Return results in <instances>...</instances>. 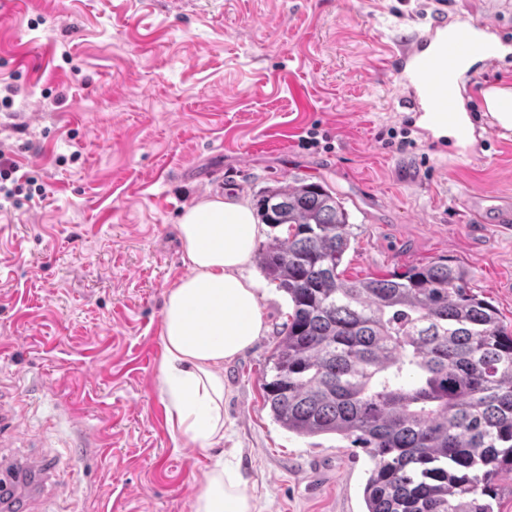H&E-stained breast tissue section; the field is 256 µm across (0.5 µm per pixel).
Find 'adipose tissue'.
Instances as JSON below:
<instances>
[{
	"mask_svg": "<svg viewBox=\"0 0 512 512\" xmlns=\"http://www.w3.org/2000/svg\"><path fill=\"white\" fill-rule=\"evenodd\" d=\"M178 230L190 272L165 297L159 380L173 434L200 448L224 443V365L265 330L259 295L243 270L261 227L248 203L201 199ZM234 453L206 473L193 512H257Z\"/></svg>",
	"mask_w": 512,
	"mask_h": 512,
	"instance_id": "obj_1",
	"label": "adipose tissue"
}]
</instances>
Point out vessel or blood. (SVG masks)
Segmentation results:
<instances>
[{"label": "vessel or blood", "mask_w": 512, "mask_h": 512, "mask_svg": "<svg viewBox=\"0 0 512 512\" xmlns=\"http://www.w3.org/2000/svg\"><path fill=\"white\" fill-rule=\"evenodd\" d=\"M494 21L470 14L438 19L402 41L388 44L383 67L404 92L408 109L427 124H458L467 107L461 100L459 75L469 59H491L507 49ZM38 458L0 454V503L25 512L29 500L45 490L38 481Z\"/></svg>", "instance_id": "b4317fda"}]
</instances>
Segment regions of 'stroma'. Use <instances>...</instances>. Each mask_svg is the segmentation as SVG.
<instances>
[{"mask_svg":"<svg viewBox=\"0 0 512 512\" xmlns=\"http://www.w3.org/2000/svg\"><path fill=\"white\" fill-rule=\"evenodd\" d=\"M468 7L512 39V0H0V150L43 188L0 210V396L22 415L0 440L46 454L50 512H192L221 454L172 436L159 383L177 224L202 197L324 184L355 235L346 278L445 257L512 330V226L469 211L512 199V145L482 112L471 155L431 143L375 63ZM246 273L266 330L224 365V415L259 510L363 512L365 452L264 405L289 305Z\"/></svg>","mask_w":512,"mask_h":512,"instance_id":"obj_1","label":"stroma"}]
</instances>
